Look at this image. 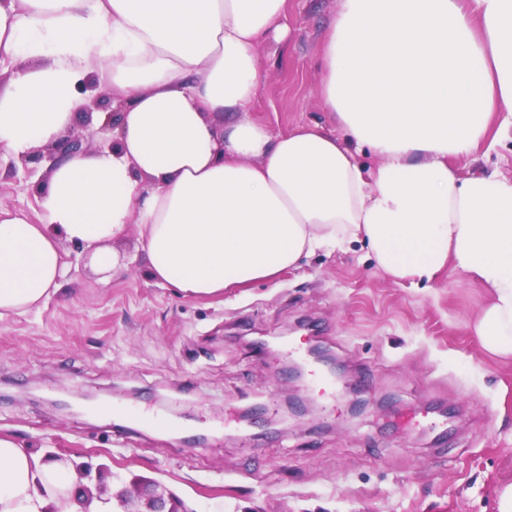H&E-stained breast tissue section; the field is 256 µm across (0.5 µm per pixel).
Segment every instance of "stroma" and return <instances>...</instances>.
Instances as JSON below:
<instances>
[{"mask_svg":"<svg viewBox=\"0 0 512 512\" xmlns=\"http://www.w3.org/2000/svg\"><path fill=\"white\" fill-rule=\"evenodd\" d=\"M337 0H288L284 38L258 50L252 115L274 132L336 129L320 92ZM460 177H512V138L481 144ZM45 164L0 151V204L39 217ZM110 274L63 241L62 286L0 320V434L101 470L131 512H496L512 483V359L470 330L485 289L445 269L393 282L365 243L324 248L273 280L196 298L155 282L137 225ZM336 364L329 404L293 358ZM297 348L296 357L286 354ZM145 406L161 433L97 408Z\"/></svg>","mask_w":512,"mask_h":512,"instance_id":"stroma-1","label":"stroma"}]
</instances>
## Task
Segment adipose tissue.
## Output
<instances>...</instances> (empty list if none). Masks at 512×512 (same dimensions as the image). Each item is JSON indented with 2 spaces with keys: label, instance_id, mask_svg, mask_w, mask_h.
<instances>
[{
  "label": "adipose tissue",
  "instance_id": "ef3b65f1",
  "mask_svg": "<svg viewBox=\"0 0 512 512\" xmlns=\"http://www.w3.org/2000/svg\"><path fill=\"white\" fill-rule=\"evenodd\" d=\"M287 2L0 0V150L55 141L84 81L118 107L112 151L51 172L42 222L0 205V320L56 290L62 241L105 273L131 224L151 277L196 297L359 238L393 281L449 267L486 288L473 331L512 358V178L455 167L512 132V0H339L320 75L337 135L250 116ZM68 490L66 462L0 436V512H74Z\"/></svg>",
  "mask_w": 512,
  "mask_h": 512
}]
</instances>
